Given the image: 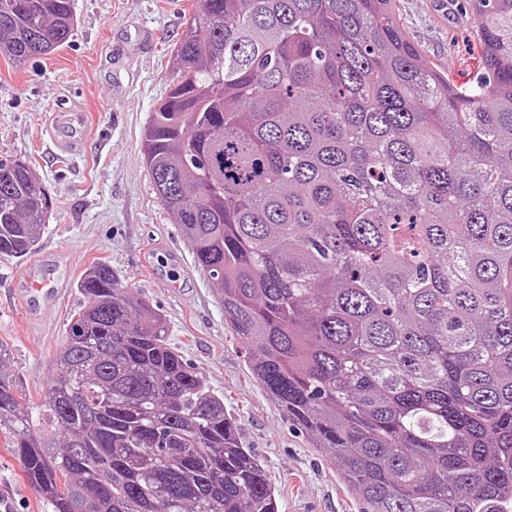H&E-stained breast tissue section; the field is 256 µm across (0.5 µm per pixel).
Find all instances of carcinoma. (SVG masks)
<instances>
[{
  "instance_id": "obj_1",
  "label": "carcinoma",
  "mask_w": 512,
  "mask_h": 512,
  "mask_svg": "<svg viewBox=\"0 0 512 512\" xmlns=\"http://www.w3.org/2000/svg\"><path fill=\"white\" fill-rule=\"evenodd\" d=\"M141 151L251 374L363 512H512V0H471L484 73L454 83L396 0H195ZM73 0H0L17 65ZM51 196L0 159V255ZM39 406L0 373V433L53 512H278L165 318L99 263Z\"/></svg>"
}]
</instances>
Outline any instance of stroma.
<instances>
[{"mask_svg": "<svg viewBox=\"0 0 512 512\" xmlns=\"http://www.w3.org/2000/svg\"><path fill=\"white\" fill-rule=\"evenodd\" d=\"M76 26L58 51L18 66L0 56V156L26 161L52 208L39 248L0 257V344L23 404L42 402L57 349L80 303L75 284L93 262L161 313L184 361L224 397L244 447L261 460L278 512H360L325 452L311 448L252 377L224 321L216 285L198 271L169 222L141 138L172 79L170 50L194 0H73ZM407 36L458 84L482 70L467 0L442 16L437 0H397ZM83 112L79 152L62 151L54 112ZM0 512H51L0 435Z\"/></svg>", "mask_w": 512, "mask_h": 512, "instance_id": "stroma-1", "label": "stroma"}]
</instances>
